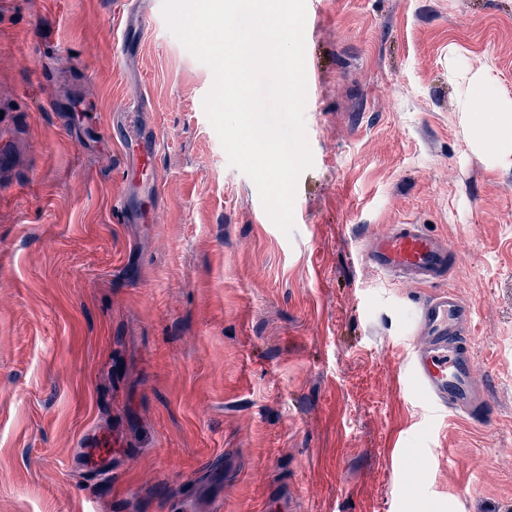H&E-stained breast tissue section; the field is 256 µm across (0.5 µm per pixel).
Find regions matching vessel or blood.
Returning <instances> with one entry per match:
<instances>
[{
  "instance_id": "1",
  "label": "vessel or blood",
  "mask_w": 512,
  "mask_h": 512,
  "mask_svg": "<svg viewBox=\"0 0 512 512\" xmlns=\"http://www.w3.org/2000/svg\"><path fill=\"white\" fill-rule=\"evenodd\" d=\"M125 130L136 141L135 149L123 155L125 165L154 168L158 154L155 132L132 124ZM451 251L448 241L425 233L421 225L395 224L373 238L364 258L384 274L432 283L446 275ZM473 316V308L456 294H435L418 312V342L407 356L410 391L464 414L476 412L486 401L480 368L467 339ZM100 438L98 429L86 431L83 449L70 459L73 470L101 479L111 477L112 455L100 450Z\"/></svg>"
}]
</instances>
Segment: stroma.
Masks as SVG:
<instances>
[{
    "mask_svg": "<svg viewBox=\"0 0 512 512\" xmlns=\"http://www.w3.org/2000/svg\"><path fill=\"white\" fill-rule=\"evenodd\" d=\"M125 26L114 0H0V512H512V121L486 141L461 109L476 75L512 101V0H306L289 237L204 112L211 69L163 16L124 51ZM121 108L159 138L133 224ZM393 224L448 240L443 280L363 262ZM445 290L475 311L476 417L408 391ZM94 425L105 483L68 465Z\"/></svg>",
    "mask_w": 512,
    "mask_h": 512,
    "instance_id": "35a3bbf8",
    "label": "stroma"
}]
</instances>
